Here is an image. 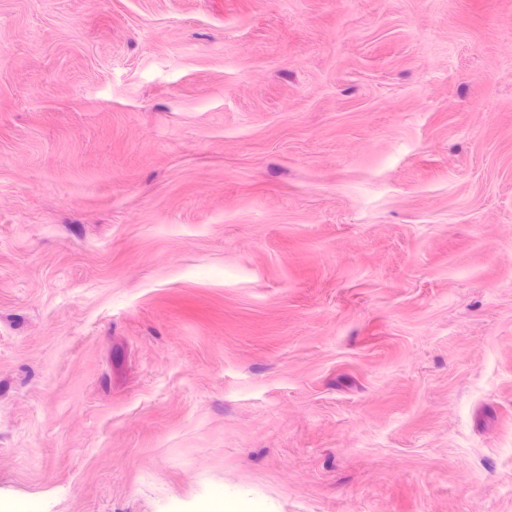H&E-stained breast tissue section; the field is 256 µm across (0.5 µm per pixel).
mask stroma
<instances>
[{
    "mask_svg": "<svg viewBox=\"0 0 512 512\" xmlns=\"http://www.w3.org/2000/svg\"><path fill=\"white\" fill-rule=\"evenodd\" d=\"M512 512V0H0V512Z\"/></svg>",
    "mask_w": 512,
    "mask_h": 512,
    "instance_id": "obj_1",
    "label": "stroma"
}]
</instances>
